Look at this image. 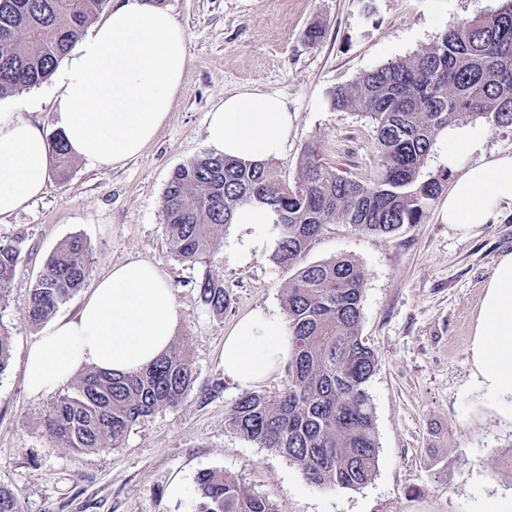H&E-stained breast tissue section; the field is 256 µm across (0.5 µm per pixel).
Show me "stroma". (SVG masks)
Wrapping results in <instances>:
<instances>
[{"instance_id": "1", "label": "stroma", "mask_w": 512, "mask_h": 512, "mask_svg": "<svg viewBox=\"0 0 512 512\" xmlns=\"http://www.w3.org/2000/svg\"><path fill=\"white\" fill-rule=\"evenodd\" d=\"M499 0H162L187 35L188 64L168 118L136 157L119 164L73 160L50 170L46 191L0 219V243L20 252L0 322L11 332V358L0 373V487L19 512H197L200 470L238 476L247 493L275 512H480L491 498L512 497V423L489 409L472 376V319L499 259L512 253V206L495 222L462 227L440 218L445 195L419 223L363 234L336 219L314 239L307 264L339 256L365 275L359 334L375 352L367 385L379 443L373 478L356 488L308 483L288 456L262 448L227 420L244 385L224 374V338L252 313L284 316L291 270L275 260L273 223L231 224L219 248L231 304L204 305L199 266L178 260L166 237L162 196L173 172L210 153L207 126L224 97L281 98L293 117L282 154L271 161L295 184L307 145L339 175L366 179L376 169L371 119L332 106L337 87L391 60L435 44L457 22L494 10ZM323 28L316 43L305 32ZM0 110L53 129L50 82L0 100ZM512 153V127L486 128L481 147L448 160L433 145L421 178L448 174ZM90 246L82 287L56 313L73 317L98 279L133 260L157 265L169 280L183 322L173 342L188 350L194 381L177 405L155 410L121 447L77 452L60 447L43 417L57 392L32 395L23 363L41 328L23 309L47 258L64 239Z\"/></svg>"}]
</instances>
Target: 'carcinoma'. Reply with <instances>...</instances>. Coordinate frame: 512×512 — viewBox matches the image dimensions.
Here are the masks:
<instances>
[{
    "mask_svg": "<svg viewBox=\"0 0 512 512\" xmlns=\"http://www.w3.org/2000/svg\"><path fill=\"white\" fill-rule=\"evenodd\" d=\"M109 0H0V99L47 80ZM337 110L355 109L374 123L378 170L362 181L341 176L304 150L300 180L284 183L267 162L207 154L178 167L164 191L168 242L175 256L203 267L201 301L222 314L230 304L217 246L238 207L273 215L277 262L295 270L283 291L288 318V381L271 396L244 393L228 425L262 448L286 454L304 478L323 487L355 488L371 480L378 442L367 384L374 351L359 335L364 274L346 256L305 265L302 258L325 225L341 215L363 233L391 234L416 224L448 175L419 180L433 137L460 123L512 126V0L462 21L406 59L360 75L334 93ZM51 152L65 170L72 161L62 136ZM89 245L63 240L36 280L23 316L38 327L83 285ZM20 252L0 244V300ZM9 328L0 324V372L10 357ZM193 383L188 352L174 346L145 369L128 374L90 370L44 415L55 442L75 451L118 448L128 431L164 406L184 399ZM198 512H274L248 494L232 473L206 469L196 479Z\"/></svg>",
    "mask_w": 512,
    "mask_h": 512,
    "instance_id": "carcinoma-1",
    "label": "carcinoma"
}]
</instances>
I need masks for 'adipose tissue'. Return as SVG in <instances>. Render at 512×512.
Listing matches in <instances>:
<instances>
[{
	"label": "adipose tissue",
	"mask_w": 512,
	"mask_h": 512,
	"mask_svg": "<svg viewBox=\"0 0 512 512\" xmlns=\"http://www.w3.org/2000/svg\"><path fill=\"white\" fill-rule=\"evenodd\" d=\"M186 33L143 0H120L71 52L59 73L55 125L73 155L118 163L135 157L166 122L187 67ZM292 117L277 97H225L207 128L217 154L246 162L279 156ZM50 141L39 123L0 111V219L39 198L49 176ZM512 203V155L465 169L448 191L444 223L486 224ZM183 316L153 263L117 265L99 279L75 318L56 322L29 347L24 381L31 394L52 392L86 368L135 372L165 353ZM284 322L257 313L224 338V373L253 385L288 355ZM474 376L512 421V253L488 280L470 346Z\"/></svg>",
	"instance_id": "obj_1"
}]
</instances>
